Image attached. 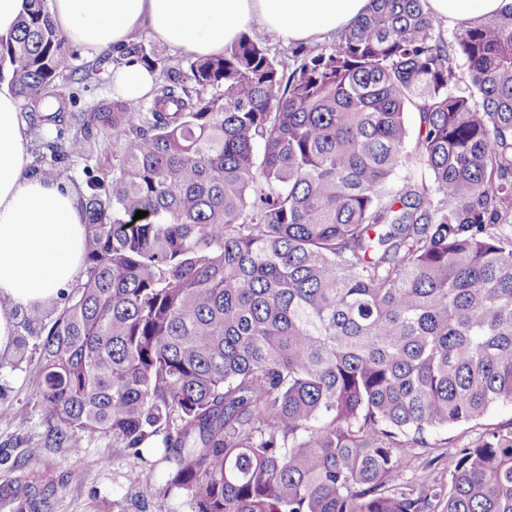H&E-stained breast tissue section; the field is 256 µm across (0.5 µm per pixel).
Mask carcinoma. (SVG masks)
<instances>
[{
    "label": "carcinoma",
    "mask_w": 512,
    "mask_h": 512,
    "mask_svg": "<svg viewBox=\"0 0 512 512\" xmlns=\"http://www.w3.org/2000/svg\"><path fill=\"white\" fill-rule=\"evenodd\" d=\"M424 4L371 0L292 69L247 33L187 72L133 41L97 64L160 71L149 103L67 114L90 70L28 0L0 83L54 126L31 170L120 142L78 190L86 279L0 357L43 337L50 440L157 458L143 494L191 512H512V422L448 485L398 482L426 431L512 403V8L448 33ZM10 485L51 512L45 474Z\"/></svg>",
    "instance_id": "carcinoma-1"
}]
</instances>
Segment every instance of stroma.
<instances>
[{
	"label": "stroma",
	"instance_id": "stroma-1",
	"mask_svg": "<svg viewBox=\"0 0 512 512\" xmlns=\"http://www.w3.org/2000/svg\"><path fill=\"white\" fill-rule=\"evenodd\" d=\"M38 361L39 348L32 343L22 363L0 368V482L16 468L48 472L57 485L53 512H190L186 497L177 494L143 497L145 478L164 487L166 466L146 469L140 459L113 448L111 437L73 434L61 444H48L32 395ZM510 422L512 405L499 403L478 423L430 430L426 446L414 449L405 480L447 483L449 452ZM73 469L78 479H70Z\"/></svg>",
	"mask_w": 512,
	"mask_h": 512
}]
</instances>
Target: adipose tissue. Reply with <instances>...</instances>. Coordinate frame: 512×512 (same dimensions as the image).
<instances>
[{"label": "adipose tissue", "instance_id": "adipose-tissue-1", "mask_svg": "<svg viewBox=\"0 0 512 512\" xmlns=\"http://www.w3.org/2000/svg\"><path fill=\"white\" fill-rule=\"evenodd\" d=\"M72 41L95 51L150 34L193 57L223 54L254 29L289 42L313 43L352 25L370 0H50ZM448 24L490 17L512 0H426ZM20 102L0 88V354L18 323L58 301L85 275L86 227L78 195L65 178L32 174Z\"/></svg>", "mask_w": 512, "mask_h": 512}]
</instances>
